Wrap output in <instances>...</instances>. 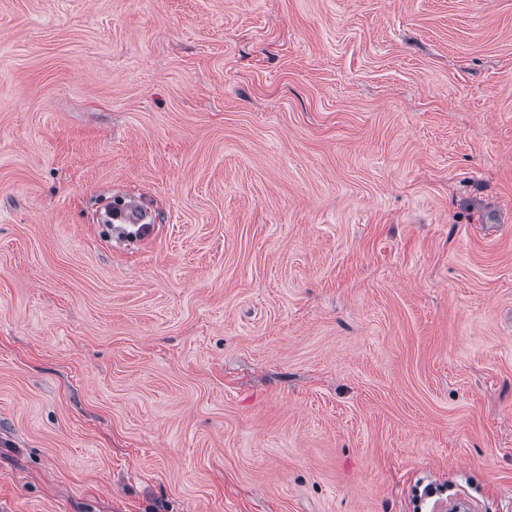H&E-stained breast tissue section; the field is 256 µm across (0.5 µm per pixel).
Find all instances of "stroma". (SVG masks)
<instances>
[{"label":"stroma","instance_id":"1","mask_svg":"<svg viewBox=\"0 0 512 512\" xmlns=\"http://www.w3.org/2000/svg\"><path fill=\"white\" fill-rule=\"evenodd\" d=\"M432 481L512 512V0H0V512ZM125 212L126 210L122 209V204L113 203L112 205V202H110L108 205L99 210L97 213L96 221L98 224H103L108 228L111 237L113 234L115 239L128 244L136 242L139 235L141 242L153 233V224L145 227L148 229L147 232L144 231L145 228H142L140 232L138 230V226L122 224L127 223L125 220Z\"/></svg>","mask_w":512,"mask_h":512}]
</instances>
